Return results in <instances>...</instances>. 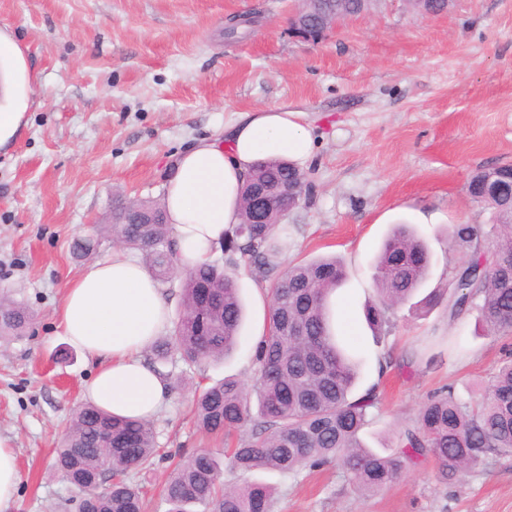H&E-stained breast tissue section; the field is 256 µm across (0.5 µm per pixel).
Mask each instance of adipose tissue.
I'll return each instance as SVG.
<instances>
[{
	"label": "adipose tissue",
	"mask_w": 512,
	"mask_h": 512,
	"mask_svg": "<svg viewBox=\"0 0 512 512\" xmlns=\"http://www.w3.org/2000/svg\"><path fill=\"white\" fill-rule=\"evenodd\" d=\"M29 84L22 48L0 30V148L26 124ZM314 153L304 112L285 106L244 113L224 135L200 138L185 149L165 190L181 265L208 258L238 223L239 192L253 164L285 158L302 166ZM168 326L164 290L130 249L113 250L86 267L65 291L60 327L96 365L87 400L115 416L154 417L169 390L142 354Z\"/></svg>",
	"instance_id": "1"
}]
</instances>
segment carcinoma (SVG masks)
Returning a JSON list of instances; mask_svg holds the SVG:
<instances>
[{
	"instance_id": "1",
	"label": "carcinoma",
	"mask_w": 512,
	"mask_h": 512,
	"mask_svg": "<svg viewBox=\"0 0 512 512\" xmlns=\"http://www.w3.org/2000/svg\"><path fill=\"white\" fill-rule=\"evenodd\" d=\"M306 174L286 159L257 162L241 187V221L225 234L224 261L207 260L180 283L183 312L172 335L152 343L154 363L166 364L171 353L196 367L230 354L237 344L244 311L239 296L242 266L265 278L279 267L288 249V233L278 206L263 211L255 223L254 194L279 190ZM471 193L492 214L490 231L480 235L472 224L454 230L456 250L464 261L455 280L419 300L428 307L448 298V320L478 311L483 331L512 335V166L499 169L486 187L474 175ZM98 238H81V256L110 237L141 251L149 273L161 285L172 281L176 241L165 205L138 199L117 208L112 223L97 226ZM432 253L408 224H395L373 263L377 299L366 308L373 328L388 322L390 311L412 302L426 283ZM346 277L334 256L292 264L269 289L264 333L252 347L251 388L226 378L195 392L192 410L197 426L209 434L239 432L224 458L241 483L226 485L212 452L180 460L163 486L169 512H188L199 504L207 512H271L272 490L246 476L269 468L294 475L339 463L357 491L377 493L396 483L408 463L431 456L438 479L446 483L483 467L490 456L512 454V358L492 376L481 401L472 404L442 390L425 402L414 423L398 435V448L379 452L361 440L375 406V389L358 398L351 390L359 360L346 345L341 323H333L329 292ZM32 318L24 305L0 299V339L24 334ZM256 403H251V397ZM155 430L147 420L111 415L85 402L78 406L55 448L56 468L81 493L86 512H144V486L134 476L146 471L158 454Z\"/></svg>"
}]
</instances>
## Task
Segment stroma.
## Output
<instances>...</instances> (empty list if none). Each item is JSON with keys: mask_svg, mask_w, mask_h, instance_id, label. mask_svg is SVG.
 Returning a JSON list of instances; mask_svg holds the SVG:
<instances>
[{"mask_svg": "<svg viewBox=\"0 0 512 512\" xmlns=\"http://www.w3.org/2000/svg\"><path fill=\"white\" fill-rule=\"evenodd\" d=\"M298 0H0V28L25 51L32 76L28 123L0 150V293L34 313L24 336L0 342V439L20 471L13 512H77L78 498L54 468V449L95 368L59 326L65 290L113 249L89 255L74 240L107 223L133 199L163 200L179 153L223 133L242 113L288 105L305 112L316 138L304 168L308 189L288 213L281 264L341 257L347 279L336 314L357 338L362 374L377 387L361 438L395 442L434 392L482 394L512 337L486 335L477 311L456 321L448 304L394 309L371 329L372 260L391 222L409 214L429 244L427 289L446 287L460 259L459 224L487 223L468 194L472 173L512 163V0H452L424 17L405 0H377L322 40L297 34ZM257 21L225 35L232 17ZM245 319L238 350L190 371L152 420L163 450L140 480L145 512H168L167 474L183 457L223 448L193 423L197 385L254 374L251 347L273 287L240 269ZM430 365L411 371L412 351ZM393 364L380 370L379 360ZM252 480L274 490L273 512H512V455L446 484L427 458L393 485L367 496L328 464Z\"/></svg>", "mask_w": 512, "mask_h": 512, "instance_id": "35a3bbf8", "label": "stroma"}]
</instances>
